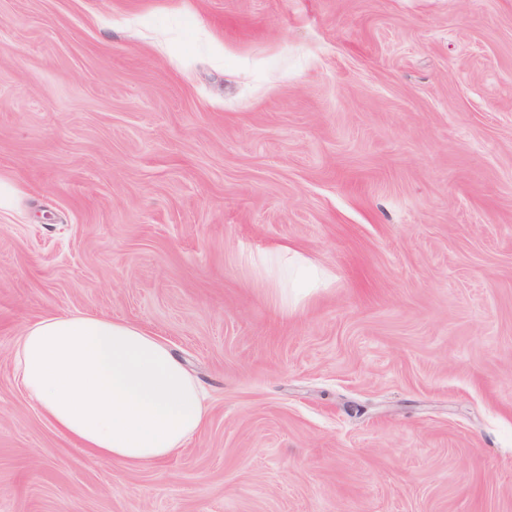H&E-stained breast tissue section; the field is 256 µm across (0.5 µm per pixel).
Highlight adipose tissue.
<instances>
[{"label":"adipose tissue","mask_w":512,"mask_h":512,"mask_svg":"<svg viewBox=\"0 0 512 512\" xmlns=\"http://www.w3.org/2000/svg\"><path fill=\"white\" fill-rule=\"evenodd\" d=\"M16 363L27 397L95 459L156 463L206 424L197 381L166 343L129 322L40 320L21 336Z\"/></svg>","instance_id":"ef3b65f1"}]
</instances>
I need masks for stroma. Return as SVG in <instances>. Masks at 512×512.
<instances>
[{"label":"stroma","instance_id":"1","mask_svg":"<svg viewBox=\"0 0 512 512\" xmlns=\"http://www.w3.org/2000/svg\"><path fill=\"white\" fill-rule=\"evenodd\" d=\"M0 180V512H512V0H0ZM66 314L167 343L204 429L58 433L15 347ZM286 253H288V281H289V290H294L295 293H293L290 297V293H289V297H288V294L285 296V301L287 303V305H289V308L290 306L293 307V308H296L298 307L306 298L308 292H304L305 289L303 288H309V287H302L300 285H296L294 287L291 286L290 284V278L293 277L294 275V272L300 268V267H303L305 265H310L308 263V261L303 257L301 256L299 253L295 252V251H292L291 249H288V251H286ZM293 288V289H292Z\"/></svg>","mask_w":512,"mask_h":512}]
</instances>
